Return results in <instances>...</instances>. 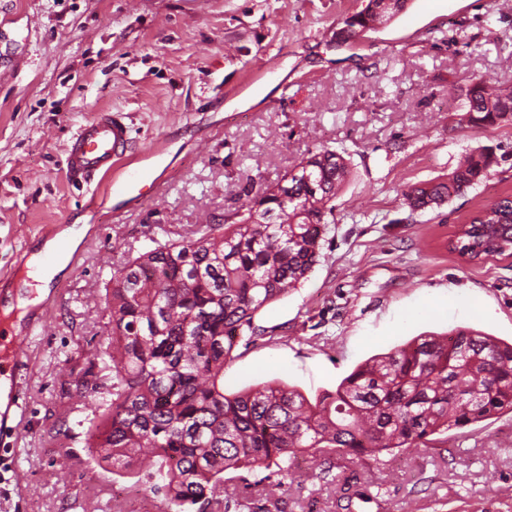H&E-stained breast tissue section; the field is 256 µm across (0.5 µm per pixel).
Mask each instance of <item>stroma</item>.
Masks as SVG:
<instances>
[{
  "instance_id": "35a3bbf8",
  "label": "stroma",
  "mask_w": 512,
  "mask_h": 512,
  "mask_svg": "<svg viewBox=\"0 0 512 512\" xmlns=\"http://www.w3.org/2000/svg\"><path fill=\"white\" fill-rule=\"evenodd\" d=\"M361 0H0V278L22 244L77 229L28 358L20 480L0 512H167L88 456L78 390L112 324L100 297L112 267L152 240L195 237L244 189L275 184L328 146L352 174L336 196L318 265L266 305L264 336L224 367L234 394L275 382L335 390L369 357L424 332L473 327L512 340V254L481 263L448 241L512 195V117L462 129L473 76L512 91V0H409L338 51ZM124 112L129 172L160 186L94 191L72 182L65 148L94 114ZM492 149V176L441 208L410 214V186ZM340 479L278 490L267 512H512V414L380 460L345 458Z\"/></svg>"
}]
</instances>
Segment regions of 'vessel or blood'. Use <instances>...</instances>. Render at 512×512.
Here are the masks:
<instances>
[{"mask_svg": "<svg viewBox=\"0 0 512 512\" xmlns=\"http://www.w3.org/2000/svg\"><path fill=\"white\" fill-rule=\"evenodd\" d=\"M131 129L124 113L102 112L81 126L65 151V163L74 180L92 186L107 177L124 159ZM48 326L44 307L31 309L19 322L0 316V442L18 438L29 350L34 338Z\"/></svg>", "mask_w": 512, "mask_h": 512, "instance_id": "1", "label": "vessel or blood"}]
</instances>
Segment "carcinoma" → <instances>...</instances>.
I'll return each instance as SVG.
<instances>
[{
	"label": "carcinoma",
	"mask_w": 512,
	"mask_h": 512,
	"mask_svg": "<svg viewBox=\"0 0 512 512\" xmlns=\"http://www.w3.org/2000/svg\"><path fill=\"white\" fill-rule=\"evenodd\" d=\"M406 0H367L334 40L347 43L403 9ZM512 115V95L478 77L459 114L462 128ZM497 158L475 150L445 180L409 187L410 214L440 207L491 176ZM350 174L322 146L281 181L252 194L198 237L154 240L115 265L105 288L112 333L97 358L110 369L94 386L92 414L77 421L90 458L131 487L163 495L170 512H264L241 495L245 469L268 492L299 478L292 459L322 458L319 478L341 457L377 459L426 448L433 436L512 412V342L459 327L416 336L357 365L312 401L272 385L224 393V366L238 343L263 332L258 312L295 289L320 262L327 215ZM512 217V195L485 205L449 249L472 261L501 255L482 215Z\"/></svg>",
	"instance_id": "carcinoma-1"
}]
</instances>
